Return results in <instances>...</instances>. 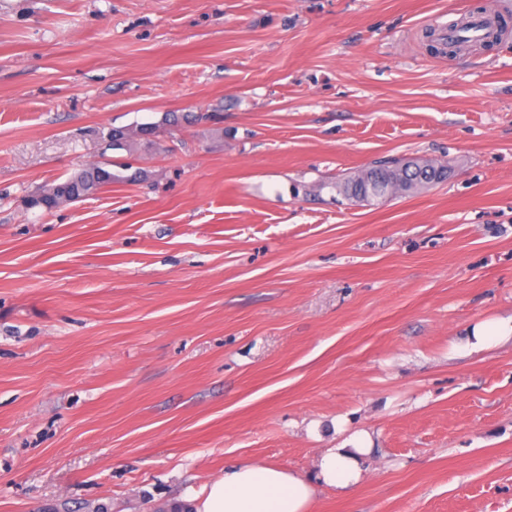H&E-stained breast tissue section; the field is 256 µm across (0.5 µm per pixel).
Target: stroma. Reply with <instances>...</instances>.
Wrapping results in <instances>:
<instances>
[{"label": "stroma", "instance_id": "obj_1", "mask_svg": "<svg viewBox=\"0 0 512 512\" xmlns=\"http://www.w3.org/2000/svg\"><path fill=\"white\" fill-rule=\"evenodd\" d=\"M112 127L143 181L25 206ZM384 157L448 178L337 199ZM511 314L512 0H0V512H170L361 434L310 512H512V340L468 344ZM368 436L361 435L354 448H329L321 454L317 462L316 479L319 484L333 488L337 493H352L359 484L362 474V457L369 448Z\"/></svg>", "mask_w": 512, "mask_h": 512}]
</instances>
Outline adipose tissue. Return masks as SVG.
Masks as SVG:
<instances>
[{
    "label": "adipose tissue",
    "instance_id": "ef3b65f1",
    "mask_svg": "<svg viewBox=\"0 0 512 512\" xmlns=\"http://www.w3.org/2000/svg\"><path fill=\"white\" fill-rule=\"evenodd\" d=\"M367 441L363 435L358 446L326 449L312 478L277 465L240 461L206 483L192 508L194 512H308L317 485L342 495L356 489Z\"/></svg>",
    "mask_w": 512,
    "mask_h": 512
}]
</instances>
